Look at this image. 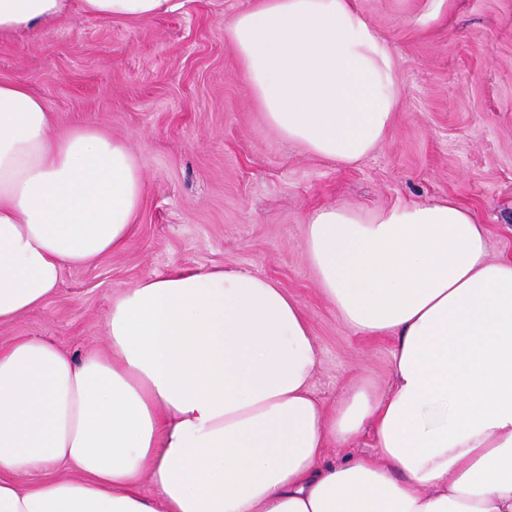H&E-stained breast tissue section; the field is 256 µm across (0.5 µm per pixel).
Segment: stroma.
<instances>
[{
  "label": "stroma",
  "mask_w": 512,
  "mask_h": 512,
  "mask_svg": "<svg viewBox=\"0 0 512 512\" xmlns=\"http://www.w3.org/2000/svg\"><path fill=\"white\" fill-rule=\"evenodd\" d=\"M252 0H174L138 20L80 11L35 32L0 33V82L22 81L53 134L90 125L123 139L145 179L123 248L65 268L38 308L0 323V347L52 341L105 349L113 298L141 279L213 267L268 278L301 306L319 365L315 397L387 391L392 336L354 332L322 293L302 247L309 216L452 197L512 259V0H356L388 41L399 83L394 125L352 166L285 141L264 120L224 25Z\"/></svg>",
  "instance_id": "1"
}]
</instances>
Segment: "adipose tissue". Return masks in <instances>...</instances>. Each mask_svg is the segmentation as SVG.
<instances>
[{
	"instance_id": "obj_1",
	"label": "adipose tissue",
	"mask_w": 512,
	"mask_h": 512,
	"mask_svg": "<svg viewBox=\"0 0 512 512\" xmlns=\"http://www.w3.org/2000/svg\"><path fill=\"white\" fill-rule=\"evenodd\" d=\"M171 2L0 0V32ZM224 37L280 137L354 164L387 136L395 61L355 0H255ZM50 127L26 83L0 82V322L120 249L142 202L125 141ZM487 236L450 198L310 215L302 245L323 294L357 332L397 339L389 391L353 389L332 412L310 390L298 302L235 270L124 289L107 353L0 349V512H512V260L490 259ZM367 429L372 455L327 462ZM59 464L70 477H48Z\"/></svg>"
}]
</instances>
